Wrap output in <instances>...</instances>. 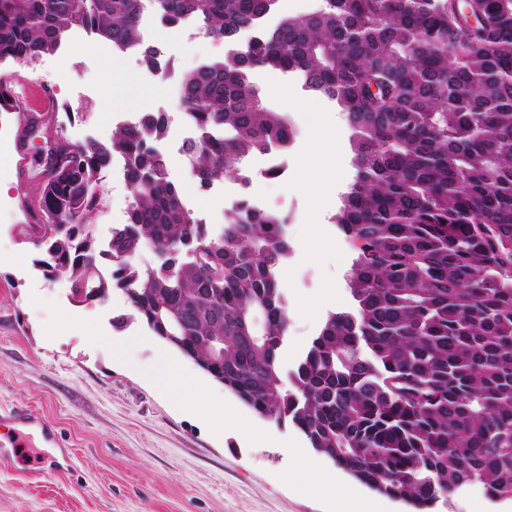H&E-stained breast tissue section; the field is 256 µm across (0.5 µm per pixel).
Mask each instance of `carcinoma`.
I'll list each match as a JSON object with an SVG mask.
<instances>
[{
    "instance_id": "carcinoma-1",
    "label": "carcinoma",
    "mask_w": 512,
    "mask_h": 512,
    "mask_svg": "<svg viewBox=\"0 0 512 512\" xmlns=\"http://www.w3.org/2000/svg\"><path fill=\"white\" fill-rule=\"evenodd\" d=\"M147 2L227 47L180 81L198 188L291 142L256 70H290L335 101L352 131L355 173L332 220L352 252L353 305L328 312L283 372L287 219L241 200L221 229L201 223L155 147L163 112L109 144L57 135L61 160L26 205L52 235L18 227L46 252L44 275L123 291L155 336L391 500L429 508L471 487L512 498V0H319L273 26L277 0H0V59L51 55L78 25L138 47ZM116 153L131 203L101 249L89 219ZM146 249L167 259L144 268Z\"/></svg>"
}]
</instances>
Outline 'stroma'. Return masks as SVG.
Instances as JSON below:
<instances>
[{
  "instance_id": "obj_1",
  "label": "stroma",
  "mask_w": 512,
  "mask_h": 512,
  "mask_svg": "<svg viewBox=\"0 0 512 512\" xmlns=\"http://www.w3.org/2000/svg\"><path fill=\"white\" fill-rule=\"evenodd\" d=\"M149 41L182 72L224 56L222 42L192 36L187 26L155 25ZM18 76L34 89L52 86L57 106L46 122L77 145L91 136L110 140L121 116L163 110L170 128L161 151L186 205L204 223H223L224 191L240 178L197 188L176 138L184 124L179 99L164 78L145 79L138 56L92 35L66 37L38 61H0L1 78ZM290 109L302 128L297 159L287 175L256 174L251 186L269 210L298 215L283 275L291 317L287 368L326 314L352 303L351 251L332 216L354 175L351 131L335 103L300 88ZM18 124L17 113L0 112V408L36 409L73 462L29 479L42 451L39 438L30 436L22 463L0 467V512H336L334 500L306 481L301 463L286 453V446L306 445L290 422L261 418L185 358L182 382L165 393L142 374L163 343L140 322L115 324L130 312L122 292L79 305L69 298L66 277L44 276L41 252L17 235L29 220L23 200L40 192L39 154L13 145ZM97 187L102 204L90 224L105 240L113 225L125 222L129 193L124 176L108 170ZM202 400L224 402L232 420L199 418L192 406ZM319 465L348 488L355 512H408L332 462Z\"/></svg>"
}]
</instances>
